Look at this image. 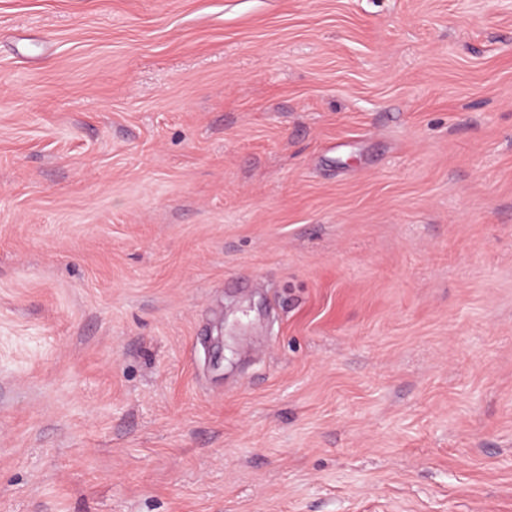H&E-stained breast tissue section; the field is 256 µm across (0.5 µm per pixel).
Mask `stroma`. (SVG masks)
<instances>
[{
  "label": "stroma",
  "mask_w": 512,
  "mask_h": 512,
  "mask_svg": "<svg viewBox=\"0 0 512 512\" xmlns=\"http://www.w3.org/2000/svg\"><path fill=\"white\" fill-rule=\"evenodd\" d=\"M0 512H512V0H0Z\"/></svg>",
  "instance_id": "35a3bbf8"
}]
</instances>
